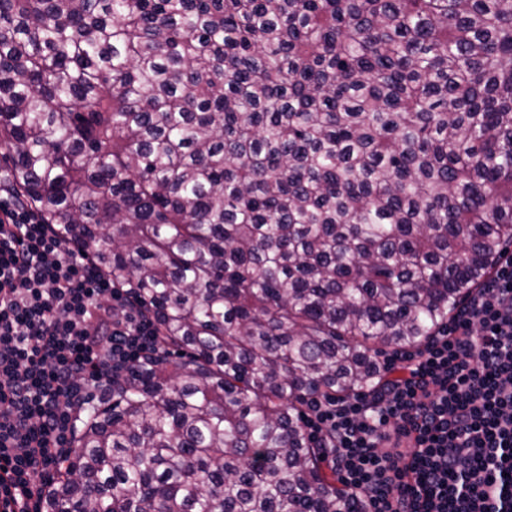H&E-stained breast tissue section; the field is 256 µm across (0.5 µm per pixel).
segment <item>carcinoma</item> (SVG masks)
Segmentation results:
<instances>
[{"mask_svg": "<svg viewBox=\"0 0 512 512\" xmlns=\"http://www.w3.org/2000/svg\"><path fill=\"white\" fill-rule=\"evenodd\" d=\"M0 148L160 335L43 512H355L305 400L512 242V0H0Z\"/></svg>", "mask_w": 512, "mask_h": 512, "instance_id": "obj_1", "label": "carcinoma"}]
</instances>
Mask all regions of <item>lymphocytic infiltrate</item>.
<instances>
[{
  "label": "lymphocytic infiltrate",
  "mask_w": 512,
  "mask_h": 512,
  "mask_svg": "<svg viewBox=\"0 0 512 512\" xmlns=\"http://www.w3.org/2000/svg\"><path fill=\"white\" fill-rule=\"evenodd\" d=\"M158 341L91 249L0 195V512H41L94 390ZM384 368L382 391L313 394L303 420L364 512H512V255Z\"/></svg>",
  "instance_id": "1"
}]
</instances>
